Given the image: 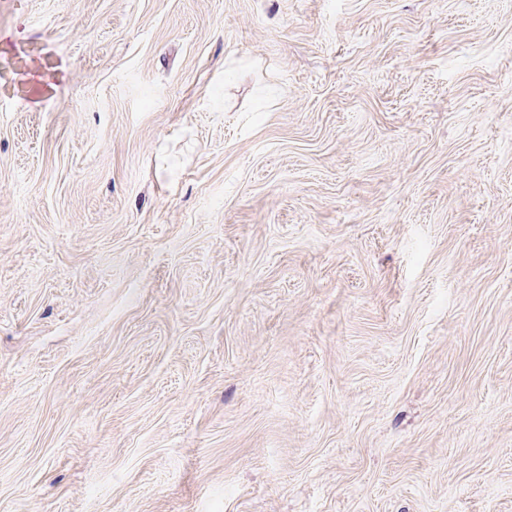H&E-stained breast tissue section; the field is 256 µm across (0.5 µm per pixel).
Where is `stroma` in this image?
I'll list each match as a JSON object with an SVG mask.
<instances>
[{
  "label": "stroma",
  "mask_w": 512,
  "mask_h": 512,
  "mask_svg": "<svg viewBox=\"0 0 512 512\" xmlns=\"http://www.w3.org/2000/svg\"><path fill=\"white\" fill-rule=\"evenodd\" d=\"M0 512H512V0H0Z\"/></svg>",
  "instance_id": "1"
}]
</instances>
